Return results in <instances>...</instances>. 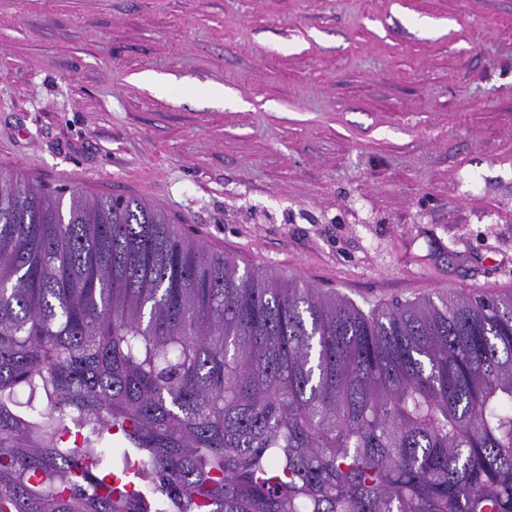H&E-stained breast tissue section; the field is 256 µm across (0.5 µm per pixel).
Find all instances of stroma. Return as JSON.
<instances>
[{
    "label": "stroma",
    "instance_id": "stroma-1",
    "mask_svg": "<svg viewBox=\"0 0 512 512\" xmlns=\"http://www.w3.org/2000/svg\"><path fill=\"white\" fill-rule=\"evenodd\" d=\"M0 169L365 312L512 294V0H0Z\"/></svg>",
    "mask_w": 512,
    "mask_h": 512
}]
</instances>
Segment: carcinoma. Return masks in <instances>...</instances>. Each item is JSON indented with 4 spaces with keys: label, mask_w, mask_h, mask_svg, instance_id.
Here are the masks:
<instances>
[{
    "label": "carcinoma",
    "mask_w": 512,
    "mask_h": 512,
    "mask_svg": "<svg viewBox=\"0 0 512 512\" xmlns=\"http://www.w3.org/2000/svg\"><path fill=\"white\" fill-rule=\"evenodd\" d=\"M0 512H512V295L366 314L0 170Z\"/></svg>",
    "instance_id": "cac0c4a2"
}]
</instances>
